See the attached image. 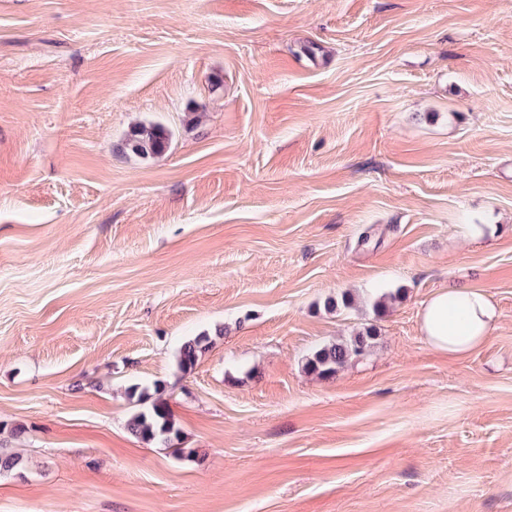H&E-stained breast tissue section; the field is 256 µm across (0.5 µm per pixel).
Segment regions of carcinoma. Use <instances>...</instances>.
Listing matches in <instances>:
<instances>
[{"label":"carcinoma","mask_w":512,"mask_h":512,"mask_svg":"<svg viewBox=\"0 0 512 512\" xmlns=\"http://www.w3.org/2000/svg\"><path fill=\"white\" fill-rule=\"evenodd\" d=\"M168 144L169 133L160 125H138L126 139L127 148L141 157L159 155L167 149ZM375 337V330L367 328L347 339L326 344L307 358L306 368L320 377L332 376L348 362L365 356L374 344ZM210 345V336L206 334L184 343L178 355V368L183 372L192 370ZM165 392V386L160 383L154 384L151 389L131 388L130 398L144 405V408L131 417L127 429L144 442L174 448L181 456L193 459L197 450L183 447L182 432L169 413Z\"/></svg>","instance_id":"1"}]
</instances>
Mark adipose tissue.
I'll use <instances>...</instances> for the list:
<instances>
[{"mask_svg":"<svg viewBox=\"0 0 512 512\" xmlns=\"http://www.w3.org/2000/svg\"><path fill=\"white\" fill-rule=\"evenodd\" d=\"M500 313L488 293L453 285L435 293L420 311V330L430 347L451 357L480 346L496 328Z\"/></svg>","mask_w":512,"mask_h":512,"instance_id":"1","label":"adipose tissue"}]
</instances>
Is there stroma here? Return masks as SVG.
<instances>
[{"label": "stroma", "mask_w": 512, "mask_h": 512, "mask_svg": "<svg viewBox=\"0 0 512 512\" xmlns=\"http://www.w3.org/2000/svg\"><path fill=\"white\" fill-rule=\"evenodd\" d=\"M0 448V512H512V0H0ZM169 144V133L161 125H138L127 136L126 146L141 157L163 153ZM499 319L500 313L484 289L453 285L424 304L420 330L430 347L449 357H460L480 346ZM375 337V330L366 328L348 339L326 344L307 358L306 368L320 377L332 376L348 362L365 356L374 344ZM211 345L210 336L203 334L187 341L182 345L178 355V368L182 372L191 371L196 365L199 357ZM165 386L155 383L153 389L133 387L129 391L131 399L139 404H147L128 421L127 429L138 439L147 443L165 445L183 457L193 459L197 455L195 448H184L183 436L168 410Z\"/></svg>", "instance_id": "35a3bbf8"}]
</instances>
